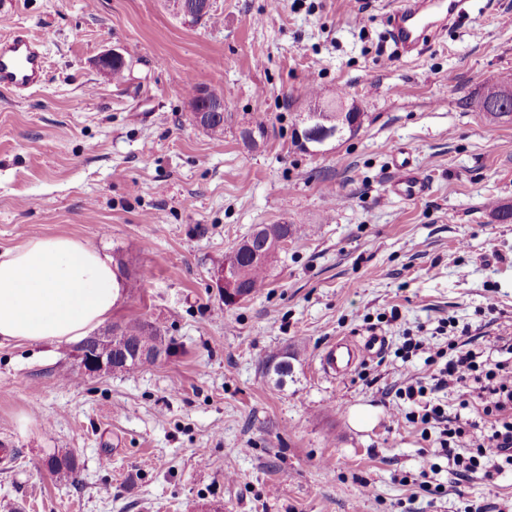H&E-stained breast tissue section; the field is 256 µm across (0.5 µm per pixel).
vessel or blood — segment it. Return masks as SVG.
<instances>
[{
  "mask_svg": "<svg viewBox=\"0 0 512 512\" xmlns=\"http://www.w3.org/2000/svg\"><path fill=\"white\" fill-rule=\"evenodd\" d=\"M462 0H403L391 15L392 33L404 50L412 51L430 37L434 29L460 12ZM45 73L43 41L25 31L0 39V90L22 92L41 85ZM398 177L394 190L406 198L422 194L426 184L410 158L395 160ZM384 341L381 336H367L363 344L347 339L331 343L320 359L322 371L331 378L347 374L359 360L377 356Z\"/></svg>",
  "mask_w": 512,
  "mask_h": 512,
  "instance_id": "b4317fda",
  "label": "vessel or blood"
}]
</instances>
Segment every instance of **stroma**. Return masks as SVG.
Returning <instances> with one entry per match:
<instances>
[{"mask_svg":"<svg viewBox=\"0 0 512 512\" xmlns=\"http://www.w3.org/2000/svg\"><path fill=\"white\" fill-rule=\"evenodd\" d=\"M418 55L387 0H213L194 25L165 0H0V37L48 35L42 85L0 92V251L75 236L131 284L109 322L158 324L171 354L85 373L73 343L0 346V512H512V468L440 455L392 408L425 354L406 335L495 362L512 345V118L471 102L512 74V0ZM125 58L122 81L94 60ZM224 96V136L191 121L188 85ZM360 112L321 152L295 137L312 96ZM255 144L241 132L256 118ZM426 192L392 189L396 152ZM298 225L263 288L225 303L215 272L258 224ZM384 336L344 378L327 345ZM291 355L280 379L264 363ZM73 455L76 480L52 472ZM435 463L428 488L418 472Z\"/></svg>","mask_w":512,"mask_h":512,"instance_id":"1","label":"stroma"}]
</instances>
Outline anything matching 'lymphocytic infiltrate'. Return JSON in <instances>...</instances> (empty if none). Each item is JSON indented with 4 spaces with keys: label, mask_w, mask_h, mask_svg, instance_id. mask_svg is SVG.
<instances>
[{
    "label": "lymphocytic infiltrate",
    "mask_w": 512,
    "mask_h": 512,
    "mask_svg": "<svg viewBox=\"0 0 512 512\" xmlns=\"http://www.w3.org/2000/svg\"><path fill=\"white\" fill-rule=\"evenodd\" d=\"M404 347L410 353H428V361L434 366L429 381L410 379L395 391L398 399L411 405L410 419L435 428L441 451L446 456H455L458 443L467 434L470 423L461 416L449 415L435 400L434 394L451 385L476 382L482 413L490 420V431L478 444L477 454L482 458L501 457L511 463L512 420L507 414L512 411V363L504 360L484 368L477 362L473 350L463 348L441 363L436 356L430 355L429 344L421 338L407 339Z\"/></svg>",
    "instance_id": "lymphocytic-infiltrate-1"
}]
</instances>
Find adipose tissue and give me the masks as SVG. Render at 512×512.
<instances>
[{"instance_id": "adipose-tissue-1", "label": "adipose tissue", "mask_w": 512, "mask_h": 512, "mask_svg": "<svg viewBox=\"0 0 512 512\" xmlns=\"http://www.w3.org/2000/svg\"><path fill=\"white\" fill-rule=\"evenodd\" d=\"M121 298L107 254L73 236L29 238L0 252V346L82 340Z\"/></svg>"}]
</instances>
